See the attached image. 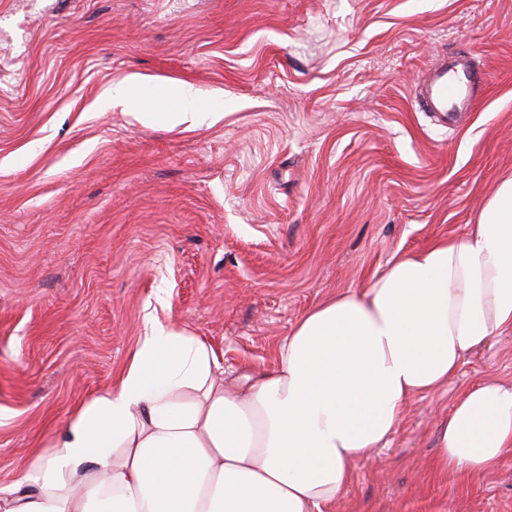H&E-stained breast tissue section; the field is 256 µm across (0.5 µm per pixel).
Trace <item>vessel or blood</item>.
Wrapping results in <instances>:
<instances>
[{"label": "vessel or blood", "mask_w": 512, "mask_h": 512, "mask_svg": "<svg viewBox=\"0 0 512 512\" xmlns=\"http://www.w3.org/2000/svg\"><path fill=\"white\" fill-rule=\"evenodd\" d=\"M476 80L474 72L461 64L437 62L416 95L420 109L451 115L469 109Z\"/></svg>", "instance_id": "1"}]
</instances>
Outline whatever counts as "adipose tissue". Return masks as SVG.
Listing matches in <instances>:
<instances>
[{"label": "adipose tissue", "mask_w": 512, "mask_h": 512, "mask_svg": "<svg viewBox=\"0 0 512 512\" xmlns=\"http://www.w3.org/2000/svg\"><path fill=\"white\" fill-rule=\"evenodd\" d=\"M506 330L512 175L463 236L310 310L246 383L226 382L198 336L150 323L111 389L0 487V512H328L404 405ZM510 450L512 383L488 378L458 395L435 467L478 478Z\"/></svg>", "instance_id": "1"}]
</instances>
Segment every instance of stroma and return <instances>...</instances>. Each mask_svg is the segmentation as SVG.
<instances>
[{"label": "stroma", "instance_id": "1", "mask_svg": "<svg viewBox=\"0 0 512 512\" xmlns=\"http://www.w3.org/2000/svg\"><path fill=\"white\" fill-rule=\"evenodd\" d=\"M457 54L478 82L444 124L415 95ZM183 83L196 98L157 91ZM511 174L512 0H0V487L111 388L147 319L243 382L311 308L463 235ZM491 375L512 382V332L412 398L330 512H512V452L476 479L431 468ZM137 119L143 124L157 122L181 124L190 121L196 125L210 124L215 117L213 112H137Z\"/></svg>", "mask_w": 512, "mask_h": 512}]
</instances>
